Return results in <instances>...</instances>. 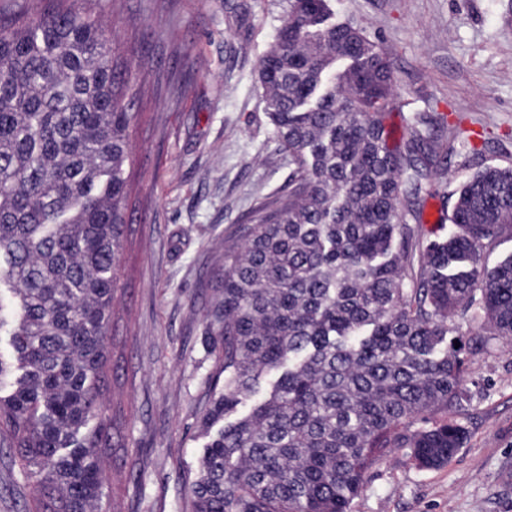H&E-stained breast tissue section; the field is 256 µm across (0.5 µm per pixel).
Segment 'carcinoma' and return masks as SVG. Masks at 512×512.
<instances>
[{"label":"carcinoma","mask_w":512,"mask_h":512,"mask_svg":"<svg viewBox=\"0 0 512 512\" xmlns=\"http://www.w3.org/2000/svg\"><path fill=\"white\" fill-rule=\"evenodd\" d=\"M40 3L0 26V447L15 449L37 512H100L115 442L92 421L133 114L92 13ZM285 3L257 85L293 171L244 246L224 250V382L187 512H350L396 451L448 464L467 439L448 418L468 397L460 325H478L477 350L512 342V256L484 261L512 237V165L448 190V234L425 233L430 121L390 140L404 103L389 59L333 21L330 0Z\"/></svg>","instance_id":"carcinoma-1"}]
</instances>
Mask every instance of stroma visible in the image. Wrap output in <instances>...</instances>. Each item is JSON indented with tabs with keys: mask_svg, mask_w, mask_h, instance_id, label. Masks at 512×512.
Wrapping results in <instances>:
<instances>
[{
	"mask_svg": "<svg viewBox=\"0 0 512 512\" xmlns=\"http://www.w3.org/2000/svg\"><path fill=\"white\" fill-rule=\"evenodd\" d=\"M282 0H95L135 99L125 164L131 233L109 329L117 348L98 418L119 444L102 460L116 512H186L200 420L222 356L212 309L227 245L288 190L256 75ZM392 63L394 117L478 132L475 167L512 162V0H333ZM468 438L448 465L402 453L377 465L351 512H512V344L465 351ZM0 448V512L30 484Z\"/></svg>",
	"mask_w": 512,
	"mask_h": 512,
	"instance_id": "obj_1",
	"label": "stroma"
}]
</instances>
